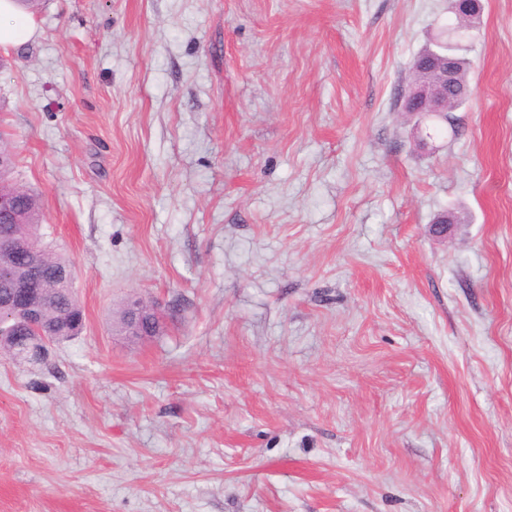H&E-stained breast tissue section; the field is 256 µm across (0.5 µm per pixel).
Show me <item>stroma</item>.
<instances>
[{
  "mask_svg": "<svg viewBox=\"0 0 512 512\" xmlns=\"http://www.w3.org/2000/svg\"><path fill=\"white\" fill-rule=\"evenodd\" d=\"M47 0L0 136L86 325L0 360V512H512V0ZM461 215L447 239L441 212ZM163 330L112 332L129 298ZM442 35L441 27L436 35V37L428 44L426 45L413 59L412 63L410 64L409 71H410V77L409 82L406 85L405 91L411 92L413 88L418 84V82L421 80L423 76V71L421 68V65L426 62L422 58V56L430 55L435 51H438L440 49L439 42L440 37ZM453 63L457 73V84L455 85L457 92L450 101L448 92L452 84L455 83ZM470 69V61L459 53L455 56L454 62L449 56L448 64L438 65L433 62L426 69L429 77L428 82L418 90L419 99L426 104L428 114L441 115L445 112L442 118L447 122L453 134L457 133V126L455 119L448 115V112H453L468 99L470 85L468 74ZM14 341L9 347L3 349L1 358L13 362H27L29 364H39L46 359L47 350L42 345L40 339L31 338L29 333L24 336L14 335ZM3 356V357H2Z\"/></svg>",
  "mask_w": 512,
  "mask_h": 512,
  "instance_id": "35a3bbf8",
  "label": "stroma"
}]
</instances>
